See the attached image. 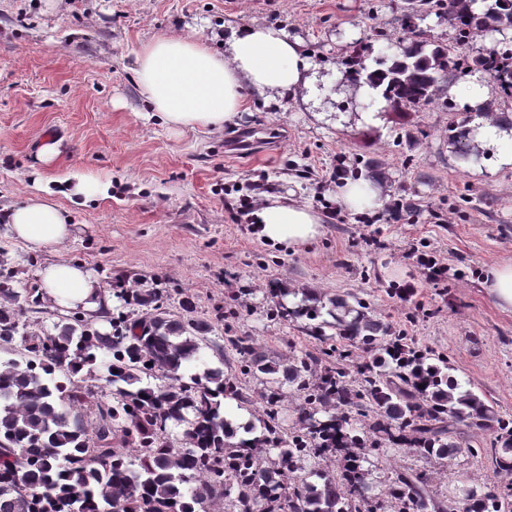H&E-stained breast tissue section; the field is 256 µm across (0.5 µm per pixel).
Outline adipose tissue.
Masks as SVG:
<instances>
[{"instance_id":"1","label":"adipose tissue","mask_w":512,"mask_h":512,"mask_svg":"<svg viewBox=\"0 0 512 512\" xmlns=\"http://www.w3.org/2000/svg\"><path fill=\"white\" fill-rule=\"evenodd\" d=\"M136 82L148 106L147 116L173 134L223 130L234 124L250 96L267 100L318 101L316 66L302 41L281 27L235 24L224 28V50L215 52L198 35L159 36L137 53ZM479 149L495 153L498 164L512 165V129L490 119L470 122ZM337 205L350 212L376 210L382 189L368 181H343ZM256 233L265 242L292 249L321 233L320 216L309 206L277 195L253 210ZM10 237L34 253L55 251L71 238L73 226L50 197L35 194L0 218ZM52 309L97 313L112 308V295L89 269L64 258L40 272Z\"/></svg>"}]
</instances>
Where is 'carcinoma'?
<instances>
[{"label": "carcinoma", "mask_w": 512, "mask_h": 512, "mask_svg": "<svg viewBox=\"0 0 512 512\" xmlns=\"http://www.w3.org/2000/svg\"><path fill=\"white\" fill-rule=\"evenodd\" d=\"M448 14L464 41L476 31L512 29V0H416ZM402 53L373 61L369 79L384 100L434 101L431 77L450 85L475 71L512 98V48L462 59L441 44L408 38ZM460 167L481 160L465 123L448 127ZM269 289V314L305 319L318 352L269 360L250 336L224 344L215 328L161 302L160 291L115 288L120 304L101 332L81 313L51 327L22 319L43 305L38 288L0 280V512H447L430 494L431 474L396 473L374 492L372 460L402 447L424 459L465 450L498 477L512 474V419L472 389H461L448 356L421 349L401 329L350 295ZM51 348H42L43 340ZM215 350L219 364L204 359ZM234 370L224 371L225 354ZM266 376L263 414L239 423L224 398L250 410L241 379ZM297 421L281 419L288 394ZM488 432L477 448L457 442L460 427ZM336 458L342 478L318 469ZM461 512H512V480L459 490Z\"/></svg>", "instance_id": "carcinoma-1"}]
</instances>
